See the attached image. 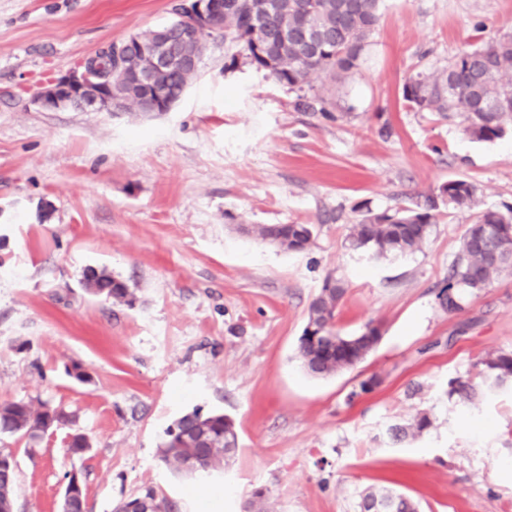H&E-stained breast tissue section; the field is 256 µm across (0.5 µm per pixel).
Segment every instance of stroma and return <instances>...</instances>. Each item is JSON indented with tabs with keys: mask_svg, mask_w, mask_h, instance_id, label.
I'll return each mask as SVG.
<instances>
[{
	"mask_svg": "<svg viewBox=\"0 0 512 512\" xmlns=\"http://www.w3.org/2000/svg\"><path fill=\"white\" fill-rule=\"evenodd\" d=\"M179 0H0V402L77 416L17 462L16 512H60L66 473L87 512L154 488L180 512H359L389 488L419 512H512V385L460 405L448 382L512 350V272L464 310L436 293L475 211L512 207V131L474 139L460 119L404 100L405 83L462 50L512 34V0H383L357 68L298 90L214 34L169 111H44L52 78L128 36L170 24ZM475 209L440 206L420 251L374 259L347 236L361 212H394L448 180ZM309 224L300 253L248 234ZM133 301L89 296L88 269ZM345 293L334 328L381 339L355 368L309 375L297 357L326 277ZM82 366L86 382L70 371ZM375 378L371 392L360 381ZM230 416L238 450L201 483L158 457L184 413ZM432 425L402 442L391 425Z\"/></svg>",
	"mask_w": 512,
	"mask_h": 512,
	"instance_id": "1",
	"label": "stroma"
}]
</instances>
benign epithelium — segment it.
<instances>
[{
	"mask_svg": "<svg viewBox=\"0 0 512 512\" xmlns=\"http://www.w3.org/2000/svg\"><path fill=\"white\" fill-rule=\"evenodd\" d=\"M222 13L224 0H186L178 20L169 27L157 30L151 40L137 35L125 39L117 50L115 63L108 75H100L96 57L91 56L78 69L51 80L37 93L34 103L45 110H58L76 104L89 112H114L112 88L128 77L122 60L138 56L146 61L148 67L141 77L142 83L147 85V111L166 112L174 100L158 90L157 85L161 84L159 77L176 62L185 71H198L207 48L209 21ZM177 33L195 45L192 55L178 61L172 59L168 52L171 37Z\"/></svg>",
	"mask_w": 512,
	"mask_h": 512,
	"instance_id": "obj_1",
	"label": "benign epithelium"
}]
</instances>
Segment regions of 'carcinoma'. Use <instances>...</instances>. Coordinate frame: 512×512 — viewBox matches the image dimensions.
I'll use <instances>...</instances> for the list:
<instances>
[{
	"label": "carcinoma",
	"instance_id": "1",
	"mask_svg": "<svg viewBox=\"0 0 512 512\" xmlns=\"http://www.w3.org/2000/svg\"><path fill=\"white\" fill-rule=\"evenodd\" d=\"M257 0H224V39L241 45L246 58L271 78L289 87H302L319 74L339 75L355 69L380 19L381 0H266L268 12L255 17L252 5ZM190 78L180 69L169 71L164 84L169 97L181 95ZM145 89L135 72H129L124 86V108L140 111ZM403 97L412 107L435 112L442 118L460 117L465 131L481 141L501 138L512 128V34L491 37L482 45L460 52L441 71L418 76L404 85ZM478 187L467 179L450 180L438 193L424 195L410 206L392 214L366 211L351 226L349 246L376 258L406 257L421 248L436 223L439 203L455 209H470L475 204ZM480 224L512 226V209L503 213L485 210L468 225L460 254L451 266L436 299L440 308L450 314L464 309L468 298L487 288L512 263H494L488 251L512 258V233L493 235L483 247L474 246ZM264 240L275 233L288 236L287 250L301 252L312 239L309 224H264L250 228ZM83 285L93 297H104L118 303H132L127 286L104 270L89 269ZM344 289L340 281L327 279L312 299L307 324L338 340L336 350L326 351L322 344L301 336L298 358L312 375L327 376L353 368L371 351L366 338L371 330L343 336L334 331L336 308ZM478 372L485 390L512 382V351H497L481 361ZM449 396H457L464 406L478 396L471 378H453L448 382ZM56 419L58 428L74 425L73 415L62 406L31 401L0 403V436L37 442L45 434L47 420ZM432 426L426 413L409 425L389 428L392 440L423 434ZM237 448V434L232 419L221 412L206 416L197 411L184 414L165 432L159 459L168 468L186 472L189 460H195V474L205 478L222 470ZM18 463L11 450L0 449V512H14ZM148 497L159 512H175V505L147 488L121 501L114 512H126L131 501Z\"/></svg>",
	"mask_w": 512,
	"mask_h": 512
}]
</instances>
